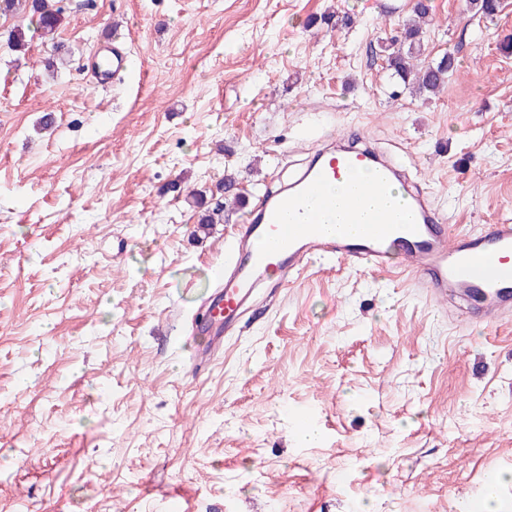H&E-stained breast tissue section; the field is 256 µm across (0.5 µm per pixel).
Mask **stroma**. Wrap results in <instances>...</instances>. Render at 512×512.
Returning a JSON list of instances; mask_svg holds the SVG:
<instances>
[{
  "label": "stroma",
  "mask_w": 512,
  "mask_h": 512,
  "mask_svg": "<svg viewBox=\"0 0 512 512\" xmlns=\"http://www.w3.org/2000/svg\"><path fill=\"white\" fill-rule=\"evenodd\" d=\"M63 6L61 58L0 47V512L512 508V324L459 323L411 280L308 265L186 373L248 213L201 232L192 196L215 206L227 174L256 204L361 129L450 224L512 221V0L491 21L431 0L423 56L456 70L429 100L377 54L410 0ZM116 35L135 66L97 86Z\"/></svg>",
  "instance_id": "35a3bbf8"
}]
</instances>
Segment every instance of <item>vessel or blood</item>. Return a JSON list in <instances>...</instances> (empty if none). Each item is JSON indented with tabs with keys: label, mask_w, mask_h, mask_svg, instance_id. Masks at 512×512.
I'll return each instance as SVG.
<instances>
[{
	"label": "vessel or blood",
	"mask_w": 512,
	"mask_h": 512,
	"mask_svg": "<svg viewBox=\"0 0 512 512\" xmlns=\"http://www.w3.org/2000/svg\"><path fill=\"white\" fill-rule=\"evenodd\" d=\"M134 65L122 42H113L105 66L120 78ZM400 178L396 163L371 147L322 145L299 175L259 199L255 216L235 235L234 252L215 273V289L201 306L217 314L206 351L196 365L222 350L226 336L240 327L254 288L287 287L312 258L343 259L371 272L414 277L448 315L485 324L512 320V223L456 231L423 189L403 196V218H396L391 194ZM347 187L345 223L324 225L335 208L332 185Z\"/></svg>",
	"instance_id": "obj_1"
}]
</instances>
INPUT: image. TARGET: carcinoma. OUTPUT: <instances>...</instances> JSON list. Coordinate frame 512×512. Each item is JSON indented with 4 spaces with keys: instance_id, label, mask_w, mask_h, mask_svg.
<instances>
[{
    "instance_id": "1",
    "label": "carcinoma",
    "mask_w": 512,
    "mask_h": 512,
    "mask_svg": "<svg viewBox=\"0 0 512 512\" xmlns=\"http://www.w3.org/2000/svg\"><path fill=\"white\" fill-rule=\"evenodd\" d=\"M501 0H469L473 15L491 18L501 10ZM431 5L429 0H415L414 17L402 24L400 34L391 38L384 46L386 69L390 76L399 79L407 88L422 96L435 95L448 84V77L456 68L455 60L444 55L436 61L421 59L424 45L423 25L428 21ZM27 14L36 20L41 37L54 41L55 33L64 21V10L60 0H0V16L9 17ZM7 48L15 53H25L29 40L26 32L14 26L6 33ZM224 193V205L241 207L246 198L238 187L236 177L227 175L219 184Z\"/></svg>"
}]
</instances>
